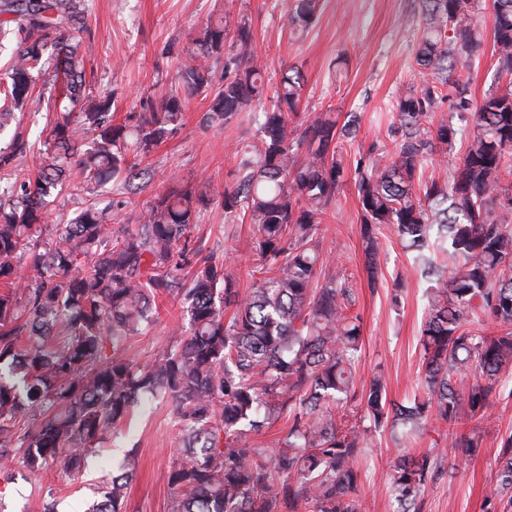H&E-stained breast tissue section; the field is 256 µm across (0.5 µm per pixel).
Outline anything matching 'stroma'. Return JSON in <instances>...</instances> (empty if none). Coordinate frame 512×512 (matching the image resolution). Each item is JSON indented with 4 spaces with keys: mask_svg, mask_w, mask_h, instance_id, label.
<instances>
[{
    "mask_svg": "<svg viewBox=\"0 0 512 512\" xmlns=\"http://www.w3.org/2000/svg\"><path fill=\"white\" fill-rule=\"evenodd\" d=\"M227 14L249 22L266 86L275 85L289 68L301 70L305 77L301 116L327 110L341 124L352 115L358 120L355 136L343 139L337 152L347 179L316 234L323 259L318 275L345 278L354 290V311L363 320L362 347L354 370L356 386L379 374L389 400H410L419 392V338L428 304L427 284L415 271L413 255L404 248L395 227L385 224L379 232L378 281L369 286L352 173L371 145L388 151L394 148L389 126L396 117V100L419 81L415 64L421 23L418 0H319L312 26L301 33L291 32L284 0H89L81 51L94 93L112 95L114 122L136 125L140 113L178 90V59L192 49L207 23ZM209 103L207 91L185 96L183 126L140 162L149 178L130 185L119 178L94 196L110 206L109 222L118 230L138 223L170 188L206 185L211 203L192 229V240L201 256L232 255L240 289L246 292L253 284L250 271L259 261L255 229L245 222H228L222 201L225 187L240 176L237 149L255 141L258 124L250 107L228 122H207ZM432 118L458 131L446 157L422 165L424 177L444 180L466 149L473 119L452 112L446 102ZM53 120L46 105L27 107L17 128L30 150L0 169L1 182L35 177ZM94 196L87 192L79 167H72L49 205L52 225L72 218ZM396 285L402 288L397 305L391 302ZM175 325L180 331L188 328L180 306L169 299L160 301L157 322L128 338L122 353L137 363H151L176 344L177 333L171 331ZM509 432L510 370L502 375L482 421L480 453L428 486L423 512H482L484 494L496 479L501 438ZM179 446V426L170 402L155 401L105 434L78 476L64 475L56 465L39 473L16 469L4 499L5 512H42L47 498L54 500L56 512H81L102 481L118 474L130 450L136 453L137 470L128 486L126 512H173L167 475L179 458ZM405 453L439 454L447 462L454 456L446 427L430 425L410 434L382 428L359 459L363 478L360 512H395L389 476L396 459Z\"/></svg>",
    "mask_w": 512,
    "mask_h": 512,
    "instance_id": "stroma-1",
    "label": "stroma"
}]
</instances>
